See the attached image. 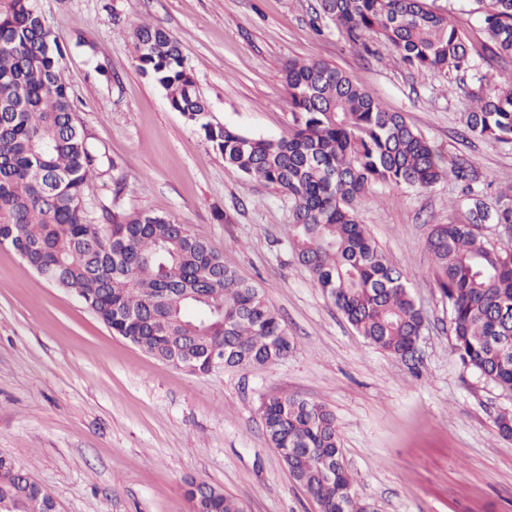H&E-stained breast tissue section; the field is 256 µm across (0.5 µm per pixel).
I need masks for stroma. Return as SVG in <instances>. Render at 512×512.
<instances>
[{"label":"stroma","instance_id":"35a3bbf8","mask_svg":"<svg viewBox=\"0 0 512 512\" xmlns=\"http://www.w3.org/2000/svg\"><path fill=\"white\" fill-rule=\"evenodd\" d=\"M66 50L63 79L86 130L118 168L88 203L168 215L256 286L294 343L263 368L192 373L112 333L72 294L0 246V455L49 489L59 512H189L184 481L221 488L247 512H317L271 447L260 406L271 396L325 405L374 512H512V440L496 418L512 397L464 368L432 273V225L461 224V187L382 185L359 220L400 269L425 325L412 358L357 335L288 243L292 204L224 162L138 68L133 28L179 40L214 122L266 138L295 124L282 72L320 60L350 74L406 120L444 162L469 159L494 205L512 184V143L465 135L471 73L448 85L394 61L372 35L350 42L316 18L319 0H38Z\"/></svg>","mask_w":512,"mask_h":512}]
</instances>
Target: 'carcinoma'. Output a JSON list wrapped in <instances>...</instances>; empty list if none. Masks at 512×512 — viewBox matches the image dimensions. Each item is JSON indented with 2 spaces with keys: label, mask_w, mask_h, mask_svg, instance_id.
Returning a JSON list of instances; mask_svg holds the SVG:
<instances>
[{
  "label": "carcinoma",
  "mask_w": 512,
  "mask_h": 512,
  "mask_svg": "<svg viewBox=\"0 0 512 512\" xmlns=\"http://www.w3.org/2000/svg\"><path fill=\"white\" fill-rule=\"evenodd\" d=\"M485 36L476 48L427 0H320L319 16L353 43L386 38L399 60L453 81L474 56H512V0H468ZM138 67L171 107L243 174L292 203L288 235L298 260L369 344L406 356L424 318L402 274L361 224L357 204L374 185L431 188L465 183L468 221L435 224L427 247L448 301L452 348L461 364L512 394V244L487 245L476 225L512 228V185L492 208L470 187L474 167H447L430 142L350 75L322 61H294L283 79L295 127L256 138L212 121L180 43L159 27L134 29ZM64 50L37 0L0 5V245L82 299L116 335L169 365L206 374L210 353L224 366L260 368L293 343L257 287L224 265L205 239L167 215H124L86 191L118 164L92 141L62 78ZM467 132L512 142V77H477ZM272 448L313 497L318 512H369L351 492L336 420L324 406L270 397L261 405ZM184 495L199 512H245L223 490L191 478ZM52 493L14 459L0 456V512H48Z\"/></svg>",
  "instance_id": "1"
}]
</instances>
